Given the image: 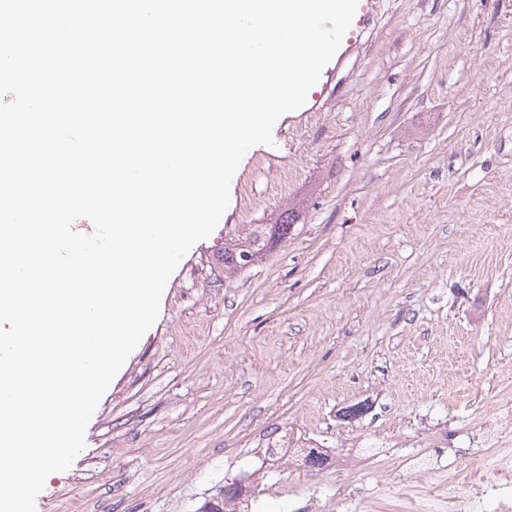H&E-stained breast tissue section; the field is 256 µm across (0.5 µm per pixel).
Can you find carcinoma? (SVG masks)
I'll return each instance as SVG.
<instances>
[{"label":"carcinoma","mask_w":512,"mask_h":512,"mask_svg":"<svg viewBox=\"0 0 512 512\" xmlns=\"http://www.w3.org/2000/svg\"><path fill=\"white\" fill-rule=\"evenodd\" d=\"M298 216L296 208L284 210L273 224H256L237 243L224 247V253L217 256L226 271H237L251 260L256 262L268 254L279 242L288 237V231ZM221 498L203 505L204 512H226L224 503L233 502L239 496L238 488L228 486L219 490Z\"/></svg>","instance_id":"obj_1"}]
</instances>
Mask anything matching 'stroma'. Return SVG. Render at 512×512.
Segmentation results:
<instances>
[{
  "label": "stroma",
  "mask_w": 512,
  "mask_h": 512,
  "mask_svg": "<svg viewBox=\"0 0 512 512\" xmlns=\"http://www.w3.org/2000/svg\"><path fill=\"white\" fill-rule=\"evenodd\" d=\"M346 35L243 156L35 512H200L234 482L262 485V512L359 487L455 512L389 471L437 423L465 447L512 395V0H379ZM289 203L287 239L225 273V244ZM283 443L331 460L268 462Z\"/></svg>",
  "instance_id": "35a3bbf8"
}]
</instances>
